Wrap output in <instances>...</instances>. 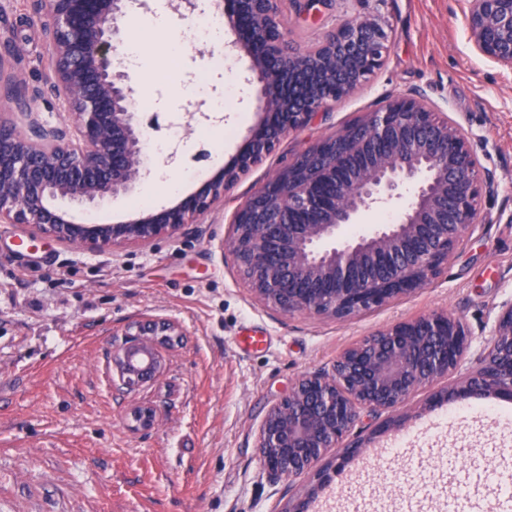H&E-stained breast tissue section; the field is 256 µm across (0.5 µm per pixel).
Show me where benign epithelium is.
Segmentation results:
<instances>
[{
  "instance_id": "benign-epithelium-1",
  "label": "benign epithelium",
  "mask_w": 512,
  "mask_h": 512,
  "mask_svg": "<svg viewBox=\"0 0 512 512\" xmlns=\"http://www.w3.org/2000/svg\"><path fill=\"white\" fill-rule=\"evenodd\" d=\"M47 19L53 88L75 130L29 134L0 117V223L34 224L73 246L147 244L181 231L224 199L281 140L357 92L385 60L389 25L378 13L346 20L316 46L289 40L281 0H214L231 51L257 83L254 124L232 158L192 192L121 224H80L58 204L97 205L128 194L145 170L137 88L115 56L133 0H36ZM474 48L512 70V0H471ZM470 136L421 92L399 95L277 170L233 214L228 248L262 301L286 314L348 320L426 288L478 226L494 190ZM404 205L370 235L337 243L363 211ZM181 336L173 321L135 322L111 368L133 387L161 373L160 351ZM459 381L424 405L474 396L512 401V297L494 308L479 343L459 316L434 311L392 323L343 349L329 370L299 377L268 410L255 451L270 482L311 470L328 449L363 447V413L393 412L449 374Z\"/></svg>"
}]
</instances>
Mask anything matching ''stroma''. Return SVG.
I'll use <instances>...</instances> for the list:
<instances>
[{
    "instance_id": "stroma-1",
    "label": "stroma",
    "mask_w": 512,
    "mask_h": 512,
    "mask_svg": "<svg viewBox=\"0 0 512 512\" xmlns=\"http://www.w3.org/2000/svg\"><path fill=\"white\" fill-rule=\"evenodd\" d=\"M166 0L125 27L143 41L147 67L164 82L139 89L140 111L157 144L173 141L174 174L209 178L253 123L250 100L225 92L247 60L215 68L187 42L180 66L168 35L151 23ZM468 0H334L318 21H298L294 41L313 45L342 21L377 10L392 26L382 68L369 84L290 134L181 233L145 245L80 249L31 224L0 223V512H487L505 500L512 426L480 401L432 412L420 390L403 407L406 432H374L357 456L329 449L309 473L270 483L255 453L270 407L302 374L331 368L349 344L393 322L433 310L464 317L487 335L495 306L512 296V71L480 55L466 29ZM0 58L15 76L0 82V115L22 132L69 133L49 77L45 19L35 0H0ZM209 71L211 89L195 77ZM223 93H215L214 84ZM424 92L436 111L469 132L496 186L483 195L480 225L418 294L341 322L286 315L260 302L225 242L235 208L278 169L388 99ZM223 103L230 136L185 134L190 102ZM145 186L101 206H77L89 224H114L139 210ZM177 322L181 342L162 351L163 373L130 388L107 370L128 324ZM250 336L260 345L247 344ZM157 410L136 427V408Z\"/></svg>"
}]
</instances>
